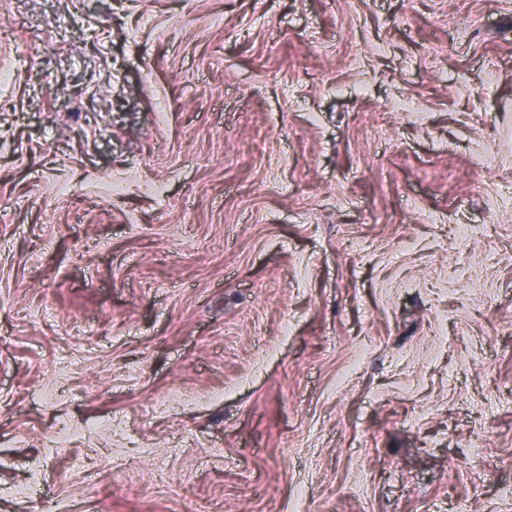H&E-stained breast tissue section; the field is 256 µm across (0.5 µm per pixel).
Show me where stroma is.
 Here are the masks:
<instances>
[{"label": "stroma", "instance_id": "35a3bbf8", "mask_svg": "<svg viewBox=\"0 0 512 512\" xmlns=\"http://www.w3.org/2000/svg\"><path fill=\"white\" fill-rule=\"evenodd\" d=\"M1 71L0 512H512V0H11Z\"/></svg>", "mask_w": 512, "mask_h": 512}]
</instances>
